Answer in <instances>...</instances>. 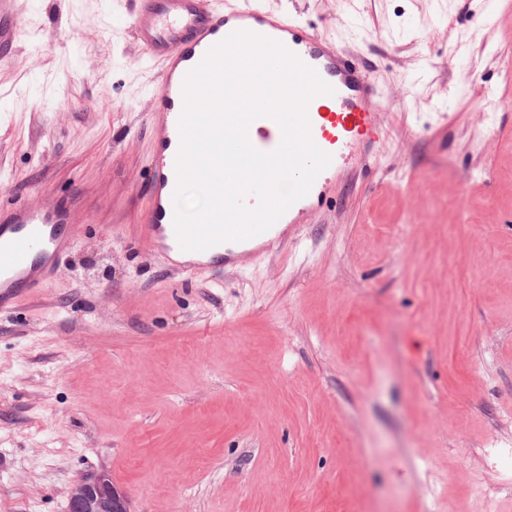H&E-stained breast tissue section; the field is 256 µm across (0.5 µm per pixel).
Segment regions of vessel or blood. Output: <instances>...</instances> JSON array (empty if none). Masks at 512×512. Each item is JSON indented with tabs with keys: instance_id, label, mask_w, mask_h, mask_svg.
I'll return each instance as SVG.
<instances>
[{
	"instance_id": "b4317fda",
	"label": "vessel or blood",
	"mask_w": 512,
	"mask_h": 512,
	"mask_svg": "<svg viewBox=\"0 0 512 512\" xmlns=\"http://www.w3.org/2000/svg\"><path fill=\"white\" fill-rule=\"evenodd\" d=\"M16 3L0 0V61L14 51L21 25ZM130 16L144 51L142 63L154 71L144 241L161 256L180 254L183 270L233 266L242 256L259 255L284 243L289 226L322 203L328 193L324 177H317L309 193L265 232L205 251L182 249L174 227L173 194L184 81L208 50L230 33L248 31L279 42L333 88L327 104L307 112L312 140L330 154L331 168H339L352 152L378 142L380 104L364 66L339 48L335 39L271 10L264 0H131ZM248 138L256 150L268 153L279 146L282 133L274 119L262 117L251 123ZM77 222L75 208L56 202H0V308L17 291L35 289L56 274L60 256L73 242Z\"/></svg>"
}]
</instances>
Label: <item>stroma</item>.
Instances as JSON below:
<instances>
[{"label":"stroma","instance_id":"obj_1","mask_svg":"<svg viewBox=\"0 0 512 512\" xmlns=\"http://www.w3.org/2000/svg\"><path fill=\"white\" fill-rule=\"evenodd\" d=\"M122 0H20L0 201L77 205L0 310V512L108 473L130 512H512V0H270L345 44L382 139L286 248L148 256Z\"/></svg>","mask_w":512,"mask_h":512}]
</instances>
